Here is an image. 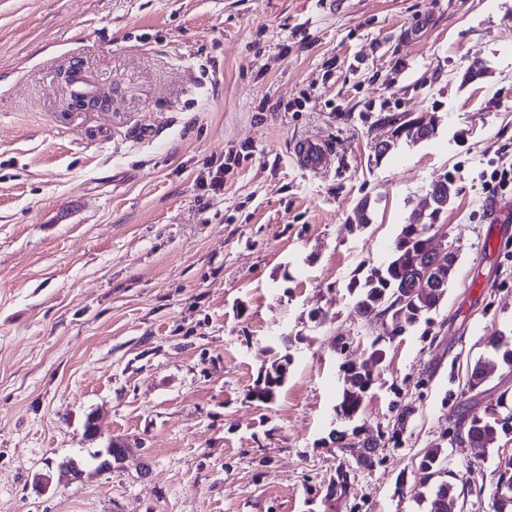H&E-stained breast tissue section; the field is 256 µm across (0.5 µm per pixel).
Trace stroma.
I'll use <instances>...</instances> for the list:
<instances>
[{"label":"stroma","mask_w":512,"mask_h":512,"mask_svg":"<svg viewBox=\"0 0 512 512\" xmlns=\"http://www.w3.org/2000/svg\"><path fill=\"white\" fill-rule=\"evenodd\" d=\"M76 64L97 106L69 108ZM386 116L436 131L380 157ZM304 138L332 148L320 173ZM510 165L512 0H0V512H425L435 444L454 512H493L512 435L478 457L449 429L512 392L505 367L466 385L512 332V188L486 181ZM445 174L451 205L421 214ZM417 213L457 263L393 337L347 284ZM283 334L288 378L253 401ZM378 336L368 468L335 406ZM113 440L132 453L99 469ZM330 151L331 147L328 143L303 139L295 152L296 163L303 171L318 173Z\"/></svg>","instance_id":"stroma-1"}]
</instances>
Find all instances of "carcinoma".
Wrapping results in <instances>:
<instances>
[{"label":"carcinoma","mask_w":512,"mask_h":512,"mask_svg":"<svg viewBox=\"0 0 512 512\" xmlns=\"http://www.w3.org/2000/svg\"><path fill=\"white\" fill-rule=\"evenodd\" d=\"M434 134L433 124L424 131L418 128L405 135L396 127L378 156L385 155L401 138L418 142ZM454 193L453 180L448 178L437 203L433 204V212L447 209ZM430 228V224L403 225L387 261L370 268L362 279L352 278L348 284L357 313L363 317L375 312L390 316L392 336L417 326L425 315L437 309L444 300L453 275L457 258L436 262L425 236V231ZM489 344L494 350V359L478 361L467 371V386L471 391L482 387L496 366L512 368V336L497 333L490 337ZM388 353V348L378 337L372 342L366 357L343 363L344 385L336 405L339 417L353 421L361 416L363 400L374 384V368L384 362ZM286 378L285 373L265 378L255 389V398L261 403L273 401ZM511 433L512 404L507 402V394L503 393L498 408L491 412L457 419L453 440L467 443L482 456L499 435ZM445 459L447 456L442 446L437 444L429 448L419 461L421 483L431 486L427 512H452L456 492L454 484L446 479L448 468L444 466ZM493 501L494 512H512V467L499 475Z\"/></svg>","instance_id":"carcinoma-1"}]
</instances>
